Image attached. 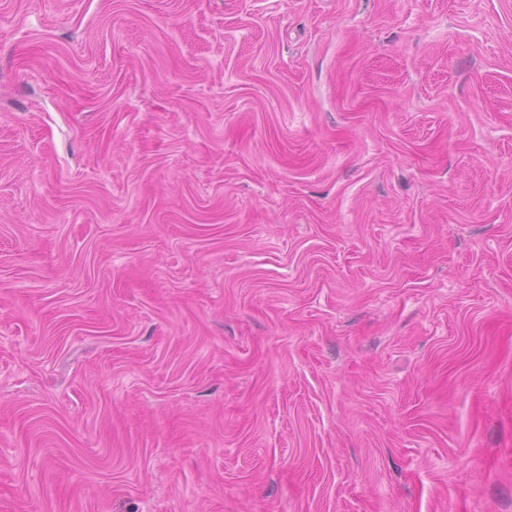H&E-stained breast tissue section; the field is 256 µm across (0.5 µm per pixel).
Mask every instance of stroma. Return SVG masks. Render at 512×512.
<instances>
[{"label": "stroma", "instance_id": "stroma-1", "mask_svg": "<svg viewBox=\"0 0 512 512\" xmlns=\"http://www.w3.org/2000/svg\"><path fill=\"white\" fill-rule=\"evenodd\" d=\"M0 512H512V0H0Z\"/></svg>", "mask_w": 512, "mask_h": 512}]
</instances>
